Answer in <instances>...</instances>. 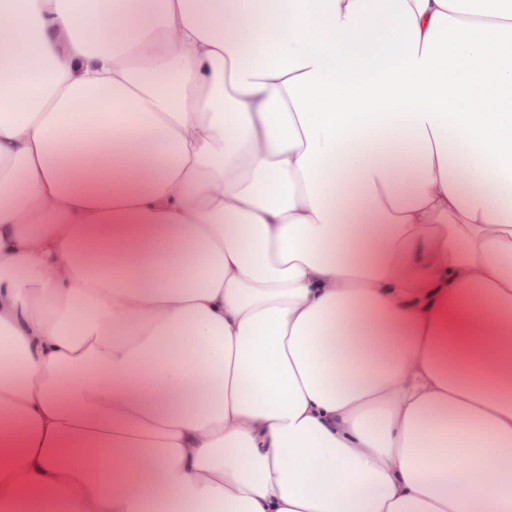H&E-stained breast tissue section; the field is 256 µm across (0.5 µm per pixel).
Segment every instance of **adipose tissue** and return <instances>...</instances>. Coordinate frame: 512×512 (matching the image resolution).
<instances>
[{
    "instance_id": "adipose-tissue-1",
    "label": "adipose tissue",
    "mask_w": 512,
    "mask_h": 512,
    "mask_svg": "<svg viewBox=\"0 0 512 512\" xmlns=\"http://www.w3.org/2000/svg\"><path fill=\"white\" fill-rule=\"evenodd\" d=\"M512 0H0V512H512Z\"/></svg>"
}]
</instances>
